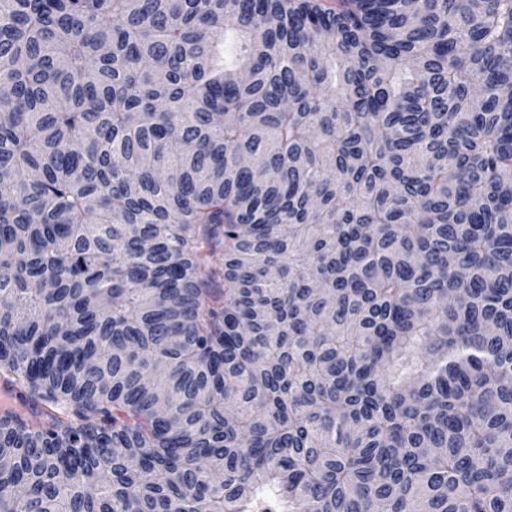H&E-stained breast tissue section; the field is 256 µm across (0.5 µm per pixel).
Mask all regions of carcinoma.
Here are the masks:
<instances>
[{
  "instance_id": "obj_1",
  "label": "carcinoma",
  "mask_w": 512,
  "mask_h": 512,
  "mask_svg": "<svg viewBox=\"0 0 512 512\" xmlns=\"http://www.w3.org/2000/svg\"><path fill=\"white\" fill-rule=\"evenodd\" d=\"M0 512H512V0H0Z\"/></svg>"
}]
</instances>
